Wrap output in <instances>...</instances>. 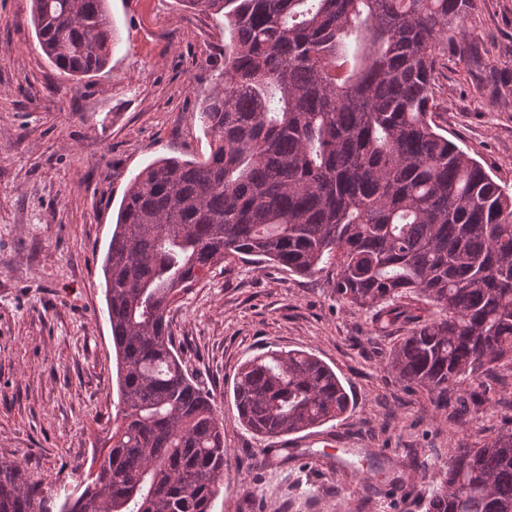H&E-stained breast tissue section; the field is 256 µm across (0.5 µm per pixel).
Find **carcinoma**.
<instances>
[{
  "label": "carcinoma",
  "mask_w": 512,
  "mask_h": 512,
  "mask_svg": "<svg viewBox=\"0 0 512 512\" xmlns=\"http://www.w3.org/2000/svg\"><path fill=\"white\" fill-rule=\"evenodd\" d=\"M224 16V71L200 107L203 161L164 157L130 181L103 263L116 359L106 453L59 512H211L224 419L183 368L167 313L235 260L311 277L407 325L388 369L442 399L512 361V193L439 132L433 88L461 49L474 0H180ZM42 53L70 76L112 55L106 0H32ZM414 293L439 315L396 304ZM238 421L279 438L344 415L350 396L316 355L269 350L234 379ZM17 462L0 463V512H49ZM426 512H512V431L461 448Z\"/></svg>",
  "instance_id": "obj_1"
}]
</instances>
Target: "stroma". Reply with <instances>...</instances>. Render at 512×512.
I'll return each mask as SVG.
<instances>
[{
    "label": "stroma",
    "mask_w": 512,
    "mask_h": 512,
    "mask_svg": "<svg viewBox=\"0 0 512 512\" xmlns=\"http://www.w3.org/2000/svg\"><path fill=\"white\" fill-rule=\"evenodd\" d=\"M107 67L75 81L37 44L31 0H0V462L74 487L112 431L115 354L102 263L130 180L161 157L209 153L199 104L224 67V18L179 0H108ZM465 52L436 78L435 120L512 192V0H475ZM189 371L224 418L212 512H425L460 448L512 430V362L437 403L386 369L401 331L339 299L331 275L216 266L169 313ZM271 349L317 355L350 395L336 421L267 440L237 420L240 366ZM481 397L474 405L473 397Z\"/></svg>",
    "instance_id": "obj_1"
}]
</instances>
